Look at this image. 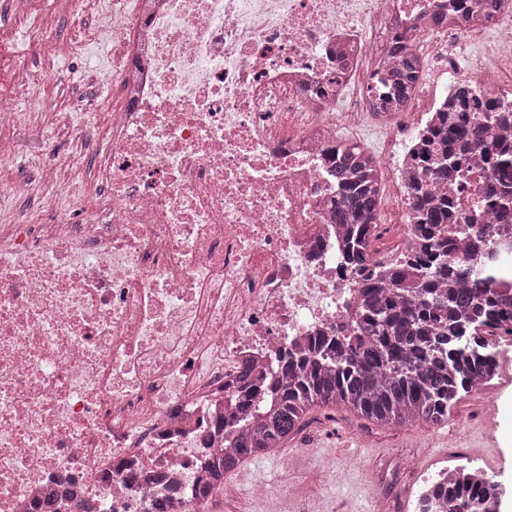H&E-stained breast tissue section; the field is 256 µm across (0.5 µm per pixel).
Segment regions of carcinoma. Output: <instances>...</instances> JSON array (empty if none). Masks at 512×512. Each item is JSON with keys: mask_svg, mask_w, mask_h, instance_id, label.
I'll return each mask as SVG.
<instances>
[{"mask_svg": "<svg viewBox=\"0 0 512 512\" xmlns=\"http://www.w3.org/2000/svg\"><path fill=\"white\" fill-rule=\"evenodd\" d=\"M391 52L395 66L385 79L386 99L401 104L422 62L406 54L400 36ZM447 106L416 154L418 166L432 180L463 171L467 157L483 144L484 127L512 126V97L489 98L469 84H458L449 87ZM485 161L484 201L497 223L478 227L459 213L454 199L434 195L425 180L416 183L408 215L412 254L363 279L356 325L360 342L348 345L324 338L307 356L283 361L279 373L285 383L272 389L273 407L232 436L224 455L212 464V481L199 489L198 500L209 498L246 460L284 447L314 407L339 406L386 426L434 423L448 417L460 400L479 388L480 378L494 371L492 360L475 351L485 348L490 328L512 335V302L492 288L493 264L476 272L468 258L455 256L461 237L490 260L499 249L512 248L502 232L512 225V144L494 143ZM336 168L342 190L336 223L349 231L342 258L359 269L366 262L365 243L377 220L378 173L374 159L359 151L336 150ZM431 493L446 501L447 512H490L498 500V485L464 477L435 483Z\"/></svg>", "mask_w": 512, "mask_h": 512, "instance_id": "obj_1", "label": "carcinoma"}]
</instances>
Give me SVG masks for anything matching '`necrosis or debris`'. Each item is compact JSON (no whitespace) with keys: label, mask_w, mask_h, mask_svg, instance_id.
Here are the masks:
<instances>
[{"label":"necrosis or debris","mask_w":512,"mask_h":512,"mask_svg":"<svg viewBox=\"0 0 512 512\" xmlns=\"http://www.w3.org/2000/svg\"><path fill=\"white\" fill-rule=\"evenodd\" d=\"M44 16L15 30V55L47 47L74 63L80 45L47 34ZM109 29L115 58L94 78L112 101L68 127L98 150L80 158L50 139L36 160L62 172L71 207L38 224L17 206L0 225V512H37L50 490L59 512H152L160 499L200 512L217 427L243 423L244 381L273 378L311 337L353 332L362 297L339 258L337 149L382 134L392 200L412 204L408 140L443 104L437 91L384 102L395 36L433 58L456 37L485 39L468 83L492 96L489 74L512 77V0H112ZM43 92L29 75L0 112L31 124L16 103ZM485 178L475 154L455 188L433 191L487 224ZM308 468L297 450L287 487L234 474L217 496L248 493L254 512L285 495L321 501V483L297 479Z\"/></svg>","instance_id":"necrosis-or-debris-1"}]
</instances>
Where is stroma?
<instances>
[{
    "mask_svg": "<svg viewBox=\"0 0 512 512\" xmlns=\"http://www.w3.org/2000/svg\"><path fill=\"white\" fill-rule=\"evenodd\" d=\"M45 22L52 32L84 39L97 32V41L82 54L79 70L56 65L49 54L32 55L19 61L11 77L20 83L28 74L39 73L45 84L41 106L45 112H80L86 104L107 100L109 93L92 81L93 73L112 60V41L104 30L101 13H71L65 0H45ZM502 400L509 412L495 419L492 408L477 397L463 399L439 429L421 425L414 428L375 426L341 409H318L310 413L303 429L283 450L248 460L242 467L246 480L270 483L287 478L288 452L306 449L311 458L332 453L336 474L328 477L317 468L306 477L326 485L324 512H369L376 496L386 497L391 512H412L410 493L394 467L396 461L410 458L414 475H429L442 465L459 464L468 458L498 459L501 471L499 512H512V382ZM470 420L469 434L459 437L460 417Z\"/></svg>",
    "mask_w": 512,
    "mask_h": 512,
    "instance_id": "1",
    "label": "stroma"
}]
</instances>
